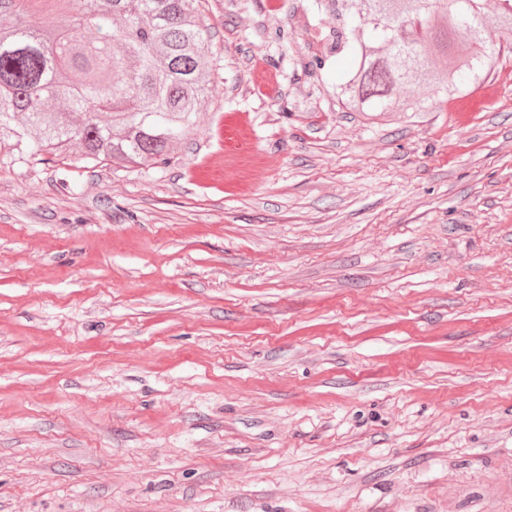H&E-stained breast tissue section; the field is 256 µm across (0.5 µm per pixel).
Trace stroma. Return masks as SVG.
<instances>
[{
	"mask_svg": "<svg viewBox=\"0 0 512 512\" xmlns=\"http://www.w3.org/2000/svg\"><path fill=\"white\" fill-rule=\"evenodd\" d=\"M313 2L203 0L171 165L0 164V512H512V52L350 112Z\"/></svg>",
	"mask_w": 512,
	"mask_h": 512,
	"instance_id": "1",
	"label": "stroma"
}]
</instances>
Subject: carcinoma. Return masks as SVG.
<instances>
[{"mask_svg":"<svg viewBox=\"0 0 512 512\" xmlns=\"http://www.w3.org/2000/svg\"><path fill=\"white\" fill-rule=\"evenodd\" d=\"M322 70L355 65L336 97L356 112H417L468 95L501 44L512 46V0L498 40L481 0H319ZM200 0H0V164L65 159L85 167L169 162L211 89ZM33 12L42 28L16 25ZM96 29L99 41L84 36Z\"/></svg>","mask_w":512,"mask_h":512,"instance_id":"carcinoma-1","label":"carcinoma"}]
</instances>
